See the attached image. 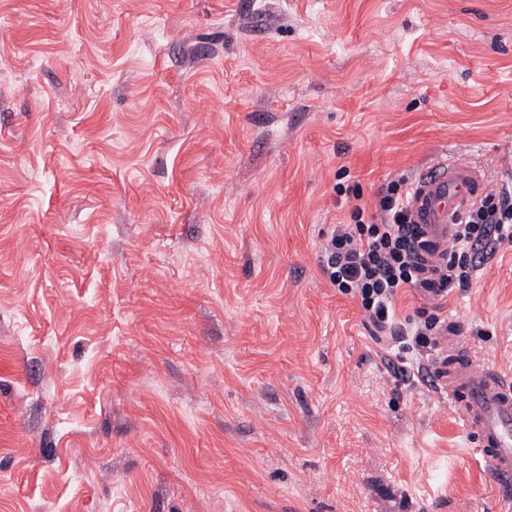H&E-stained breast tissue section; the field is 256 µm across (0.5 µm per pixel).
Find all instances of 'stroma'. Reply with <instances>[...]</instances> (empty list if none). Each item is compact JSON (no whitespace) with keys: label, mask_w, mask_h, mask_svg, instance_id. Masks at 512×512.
<instances>
[{"label":"stroma","mask_w":512,"mask_h":512,"mask_svg":"<svg viewBox=\"0 0 512 512\" xmlns=\"http://www.w3.org/2000/svg\"><path fill=\"white\" fill-rule=\"evenodd\" d=\"M440 158L512 174V0H0V512H512L319 266ZM447 314L512 373V245Z\"/></svg>","instance_id":"obj_1"}]
</instances>
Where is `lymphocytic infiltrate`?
<instances>
[{
    "label": "lymphocytic infiltrate",
    "mask_w": 512,
    "mask_h": 512,
    "mask_svg": "<svg viewBox=\"0 0 512 512\" xmlns=\"http://www.w3.org/2000/svg\"><path fill=\"white\" fill-rule=\"evenodd\" d=\"M411 190L409 180L390 182L373 216L365 204H355L349 222L334 225L326 236L320 270L340 293L357 298L375 339L407 338L424 349L436 343L448 294L470 287L487 254L512 242V184L471 206L446 261L432 269L418 253L408 211ZM407 288L433 299L419 318L396 316L395 299Z\"/></svg>",
    "instance_id": "f902f5d3"
}]
</instances>
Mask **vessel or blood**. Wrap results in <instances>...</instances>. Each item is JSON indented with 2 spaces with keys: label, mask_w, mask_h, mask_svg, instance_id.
I'll list each match as a JSON object with an SVG mask.
<instances>
[{
  "label": "vessel or blood",
  "mask_w": 512,
  "mask_h": 512,
  "mask_svg": "<svg viewBox=\"0 0 512 512\" xmlns=\"http://www.w3.org/2000/svg\"><path fill=\"white\" fill-rule=\"evenodd\" d=\"M484 190L482 170L469 162L443 159L420 170L410 207L427 266L447 254L460 218ZM441 345L431 384L447 394L449 408L474 437L494 480L511 488L512 377L477 362L456 333L443 332Z\"/></svg>",
  "instance_id": "vessel-or-blood-1"
}]
</instances>
